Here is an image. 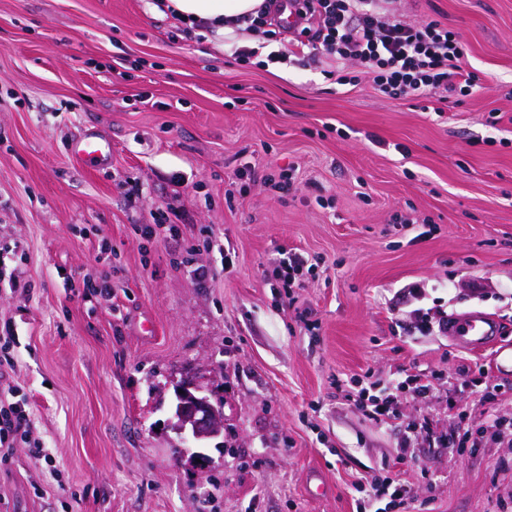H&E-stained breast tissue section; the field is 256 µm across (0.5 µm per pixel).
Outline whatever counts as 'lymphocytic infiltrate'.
Wrapping results in <instances>:
<instances>
[{
	"instance_id": "f902f5d3",
	"label": "lymphocytic infiltrate",
	"mask_w": 512,
	"mask_h": 512,
	"mask_svg": "<svg viewBox=\"0 0 512 512\" xmlns=\"http://www.w3.org/2000/svg\"><path fill=\"white\" fill-rule=\"evenodd\" d=\"M392 2L296 0L303 21L301 31L309 36L308 49L358 65V72L338 76L339 84L355 85L364 79L392 99L432 90L469 94L477 80L464 66L460 35L428 17L397 18ZM434 390L431 376L407 369L402 378L367 383L354 397L369 420L385 425L400 419L402 400H424ZM30 429L31 420L24 409L0 402V466L7 464L10 448L27 441ZM408 429L397 452L401 463L416 460L423 441L437 448H463L471 440L470 433L457 429L440 433L426 418L410 422ZM355 489L368 495L367 504L358 505L357 512H409L410 508L427 505L407 481L389 475L361 480Z\"/></svg>"
}]
</instances>
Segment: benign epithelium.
<instances>
[{
  "mask_svg": "<svg viewBox=\"0 0 512 512\" xmlns=\"http://www.w3.org/2000/svg\"><path fill=\"white\" fill-rule=\"evenodd\" d=\"M176 403L172 424L184 446L180 457L196 468H205L209 457L197 445L218 438L224 427L221 413L211 403L208 391L193 375H186L175 385Z\"/></svg>",
  "mask_w": 512,
  "mask_h": 512,
  "instance_id": "obj_1",
  "label": "benign epithelium"
}]
</instances>
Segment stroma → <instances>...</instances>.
Here are the masks:
<instances>
[{
	"instance_id": "stroma-1",
	"label": "stroma",
	"mask_w": 512,
	"mask_h": 512,
	"mask_svg": "<svg viewBox=\"0 0 512 512\" xmlns=\"http://www.w3.org/2000/svg\"><path fill=\"white\" fill-rule=\"evenodd\" d=\"M153 3L0 0V256L16 281L0 287L16 340L0 398L55 460L14 448L0 512H356L355 482L388 463L436 512H498L512 447L395 457L411 420L512 419V374L489 372L492 406L447 384L491 348L404 331L420 306L512 325V0H397V16L461 35L481 86L457 103L338 84L325 54L240 66L233 45L278 43L179 34ZM85 128L111 137L106 168L72 158ZM251 159L292 170L289 186L240 191ZM168 205L180 235L142 238ZM284 249L315 261L288 292L272 277ZM104 274L111 296L90 293ZM412 282L423 301L404 295ZM410 366L436 393L404 401V423L348 400L353 381ZM188 372L224 401L203 470L171 427Z\"/></svg>"
}]
</instances>
